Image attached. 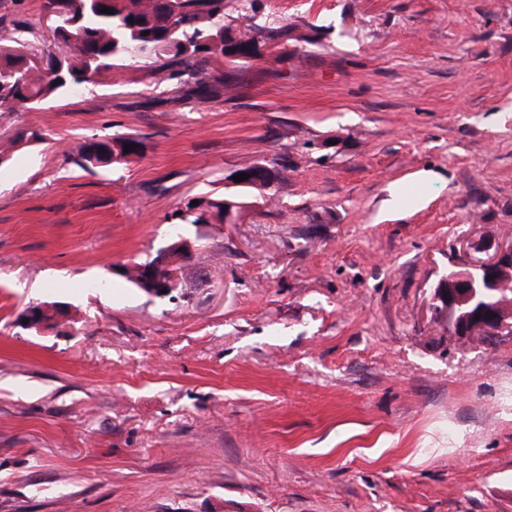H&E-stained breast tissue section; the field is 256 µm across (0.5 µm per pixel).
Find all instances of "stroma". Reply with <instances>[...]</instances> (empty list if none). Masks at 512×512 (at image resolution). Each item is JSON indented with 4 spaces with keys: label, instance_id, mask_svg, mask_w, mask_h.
Masks as SVG:
<instances>
[{
    "label": "stroma",
    "instance_id": "obj_1",
    "mask_svg": "<svg viewBox=\"0 0 512 512\" xmlns=\"http://www.w3.org/2000/svg\"><path fill=\"white\" fill-rule=\"evenodd\" d=\"M45 0H0L31 58ZM293 39L173 103L150 65L0 108V512H512V340L429 307L512 240V0H226ZM139 135L121 165L79 144ZM272 200L195 241L197 287L123 276L238 168ZM68 322L31 328L26 306Z\"/></svg>",
    "mask_w": 512,
    "mask_h": 512
}]
</instances>
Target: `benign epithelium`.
Instances as JSON below:
<instances>
[{
  "label": "benign epithelium",
  "instance_id": "1",
  "mask_svg": "<svg viewBox=\"0 0 512 512\" xmlns=\"http://www.w3.org/2000/svg\"><path fill=\"white\" fill-rule=\"evenodd\" d=\"M249 204L229 202L224 210V223L239 224ZM478 251H489L484 261L468 266V271L446 278L433 293V304L443 307L453 315L450 332L465 339L477 337L495 340L512 337V309L499 303L496 305L475 302L477 294L498 296L502 293L504 278L512 273V243L503 245L490 238L476 246ZM193 245L181 239L161 251L153 260L136 267L134 279L149 293H171L175 286L173 268L185 263L192 254ZM493 280H487V277ZM53 310L45 305L31 306L25 318L34 327H42L50 320Z\"/></svg>",
  "mask_w": 512,
  "mask_h": 512
}]
</instances>
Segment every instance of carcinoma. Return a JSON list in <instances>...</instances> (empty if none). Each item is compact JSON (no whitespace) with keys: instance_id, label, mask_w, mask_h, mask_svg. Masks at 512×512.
<instances>
[{"instance_id":"cac0c4a2","label":"carcinoma","mask_w":512,"mask_h":512,"mask_svg":"<svg viewBox=\"0 0 512 512\" xmlns=\"http://www.w3.org/2000/svg\"><path fill=\"white\" fill-rule=\"evenodd\" d=\"M114 10L105 14L102 8ZM45 9L56 24L51 28L47 67L35 66L19 51L0 50V69L13 73L4 105L40 103L62 94H75L109 72L120 59L154 64L161 81L176 80L198 98L224 90V76L211 74L215 63L236 64L263 56L270 44L291 39L288 28L269 29L262 38L242 39L224 25V0H47ZM105 164H119L143 151L136 136L111 139ZM128 144L137 148L124 152ZM210 223H224V198H203Z\"/></svg>"}]
</instances>
